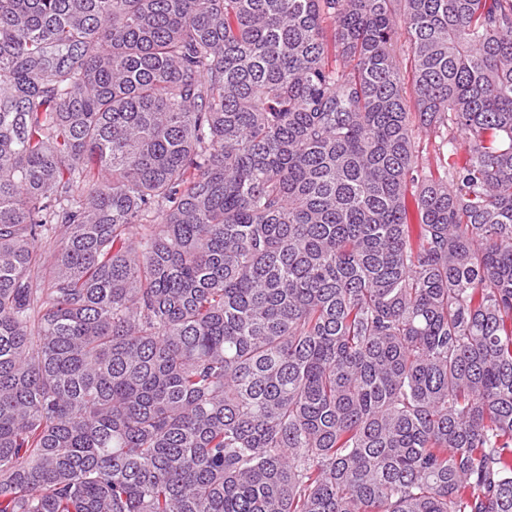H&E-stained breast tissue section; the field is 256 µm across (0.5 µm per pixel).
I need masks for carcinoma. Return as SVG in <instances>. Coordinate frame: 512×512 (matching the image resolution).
I'll return each mask as SVG.
<instances>
[{
  "label": "carcinoma",
  "instance_id": "carcinoma-1",
  "mask_svg": "<svg viewBox=\"0 0 512 512\" xmlns=\"http://www.w3.org/2000/svg\"><path fill=\"white\" fill-rule=\"evenodd\" d=\"M511 452L512 0H0V512H512Z\"/></svg>",
  "mask_w": 512,
  "mask_h": 512
}]
</instances>
